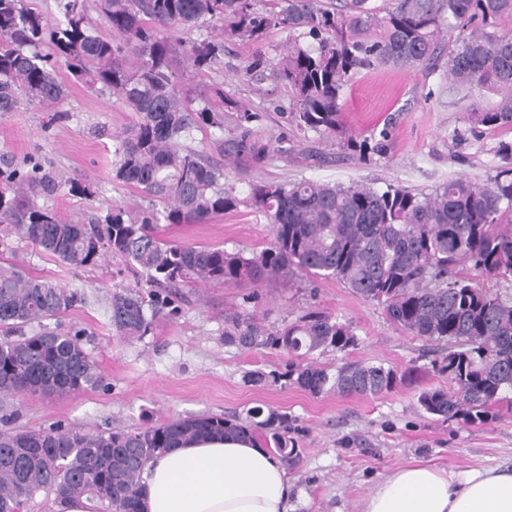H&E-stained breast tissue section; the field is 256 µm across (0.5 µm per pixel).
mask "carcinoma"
Here are the masks:
<instances>
[{
  "label": "carcinoma",
  "mask_w": 512,
  "mask_h": 512,
  "mask_svg": "<svg viewBox=\"0 0 512 512\" xmlns=\"http://www.w3.org/2000/svg\"><path fill=\"white\" fill-rule=\"evenodd\" d=\"M97 0L111 35L87 18L86 0H57L49 18L26 0H0V112L19 104L67 117L64 67L98 92H108L136 121L112 136L116 181L142 195L134 208L105 207L89 224L64 221L37 204L63 186L91 199L83 178H67L35 156L0 162V224L74 268L110 254L135 274L133 285H112L111 321L124 338L151 334L160 316L181 312L189 284H249L236 309L224 311V343L266 347L288 356L282 373L250 372L260 385L285 381L313 396H376L393 390L406 374L391 366L345 363L331 370L314 357L357 343L351 325L309 308L294 322L269 330L259 322V288L273 280L299 279L311 286L335 280L379 305L404 332L448 345L435 363L447 387L422 391L423 410L444 421L480 424L512 404V300L480 285L475 276L512 281V141L498 143L502 165L484 183L451 178L429 194L388 185H349L300 179L262 181L241 197L221 183L224 165L202 158L180 140L192 128L224 126V86L194 96L171 70L183 50L198 72L224 55V35L260 44L269 31L288 30V47L259 68L291 93L297 124L334 135L364 159L372 147L347 134L342 97L361 69H445L471 99V128H512V33L495 23L512 16V0H395L378 9L369 0H347L342 9L322 0ZM479 26L459 42L443 44L452 21ZM207 27L212 34L175 44L174 28ZM496 96L490 105L481 98ZM286 140L264 141L249 129L234 140V153L263 163L286 157ZM241 207L263 214L271 230L265 248L249 253L196 246L164 238L161 225L206 224ZM81 295L52 280L0 264V395L65 396L96 388L101 376L86 352L84 330H49L34 324L57 317ZM248 433L274 445L281 460L298 456L288 436V416L261 406L238 415L176 417L134 431L86 432L60 423L48 428H0V512H22L38 493L61 505L72 496L96 502V512H143L139 489L148 462L190 439Z\"/></svg>",
  "instance_id": "cac0c4a2"
}]
</instances>
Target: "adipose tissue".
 Segmentation results:
<instances>
[{
  "instance_id": "1",
  "label": "adipose tissue",
  "mask_w": 512,
  "mask_h": 512,
  "mask_svg": "<svg viewBox=\"0 0 512 512\" xmlns=\"http://www.w3.org/2000/svg\"><path fill=\"white\" fill-rule=\"evenodd\" d=\"M289 493L279 458L248 437L185 443L151 460L141 483L143 512H288ZM359 512H512V468L403 466Z\"/></svg>"
}]
</instances>
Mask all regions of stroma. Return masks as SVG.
<instances>
[{
    "instance_id": "1",
    "label": "stroma",
    "mask_w": 512,
    "mask_h": 512,
    "mask_svg": "<svg viewBox=\"0 0 512 512\" xmlns=\"http://www.w3.org/2000/svg\"><path fill=\"white\" fill-rule=\"evenodd\" d=\"M287 43L283 29L272 30L257 46L225 39L221 61L202 73L189 67L185 57L173 61L182 82L199 89L223 85L253 114L247 121L239 111L227 112L223 128L191 130L184 145L215 161L217 142L236 136L244 125L258 137L288 140V157L263 165L245 159L225 163L224 184L237 194L246 195L250 184L260 181L302 178L381 188L392 184L428 193L451 178L483 182L494 175L499 163L495 147L512 140V129L469 131L461 91L439 72L378 67L350 79L342 107L347 132L362 140L381 129L389 131L383 152L369 160H360L337 137L299 127L286 87L270 78L255 81L240 75L255 53L273 59ZM59 76L68 89V120L49 123L47 113L29 106L0 112V159L32 153L56 170L86 175L104 202L136 200L135 189L112 180V137L130 128L135 114L109 94L87 89L67 69H60ZM457 131L466 135L459 144L452 140ZM164 236L248 252L269 243L270 228L261 213L242 208L207 224L171 227ZM0 260L81 293L82 302L58 322L85 329L84 347L102 377L98 388L62 398L0 396V417L9 416L11 426L59 422L91 432L130 431L176 416L242 414L260 405L287 415L290 435L298 443V458L285 468L291 512H358L377 481L415 461L457 470L512 465V409L501 407L495 420L475 425L425 413L418 396L443 383L432 368L443 345L397 328L381 309L337 281L319 282L313 290L269 283L261 290L257 313L266 326L280 327L316 307L351 324L357 346L345 352L325 350L318 361L330 367L381 363L406 373L391 392L315 397L280 382L246 383V373L281 372L288 361L273 349L225 346L224 309L240 302L248 285L185 287L178 317L158 320L151 335L128 339L116 336L111 322L112 287L132 280L120 259L72 268L31 241L0 230Z\"/></svg>"
}]
</instances>
